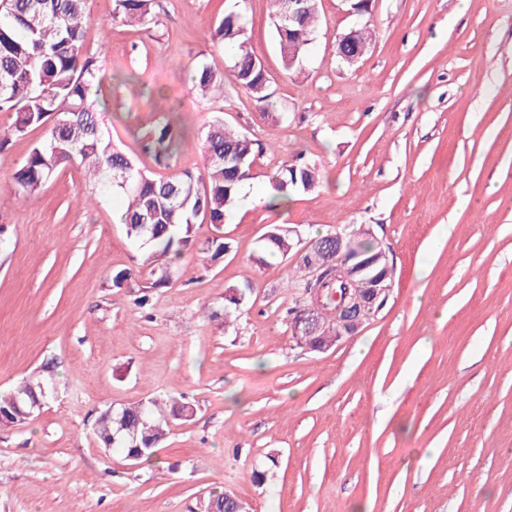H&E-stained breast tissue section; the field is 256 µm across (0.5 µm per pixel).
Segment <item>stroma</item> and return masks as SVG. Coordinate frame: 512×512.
Returning a JSON list of instances; mask_svg holds the SVG:
<instances>
[{
	"label": "stroma",
	"instance_id": "1",
	"mask_svg": "<svg viewBox=\"0 0 512 512\" xmlns=\"http://www.w3.org/2000/svg\"><path fill=\"white\" fill-rule=\"evenodd\" d=\"M157 2V23L133 26L108 22V0L90 4L110 139L163 176L138 136L176 105L173 168L195 172L220 115L255 141L253 177L224 217V256L204 253L215 230L202 225L170 287L149 292L124 193L66 164L18 200L13 174L45 130L0 151V391L56 387L29 420L0 425V512H203L224 491L249 512H512V0H371L365 17L321 0L294 72L268 0ZM228 11L265 66L270 111L209 39ZM364 20L371 48L345 66L336 37ZM201 63L223 70L222 92L193 89ZM299 155L319 186L258 202ZM273 224L306 241L371 225L394 266L377 317L327 352L297 345L287 278L299 260L263 255ZM228 287L245 292L230 323ZM157 396L194 408L157 465L101 447L102 409Z\"/></svg>",
	"mask_w": 512,
	"mask_h": 512
}]
</instances>
